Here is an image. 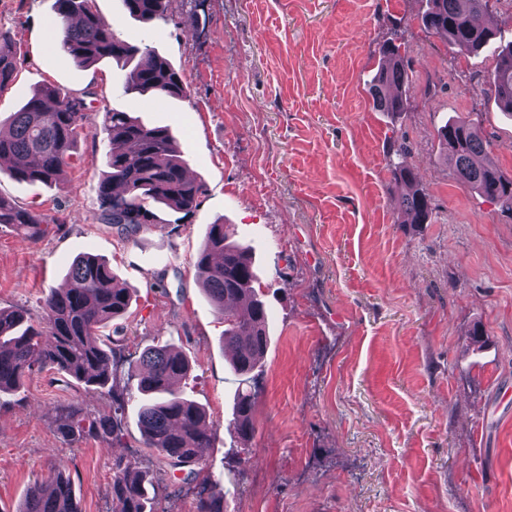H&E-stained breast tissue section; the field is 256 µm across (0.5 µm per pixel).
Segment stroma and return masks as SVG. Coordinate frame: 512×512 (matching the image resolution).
Instances as JSON below:
<instances>
[{"instance_id":"stroma-1","label":"stroma","mask_w":512,"mask_h":512,"mask_svg":"<svg viewBox=\"0 0 512 512\" xmlns=\"http://www.w3.org/2000/svg\"><path fill=\"white\" fill-rule=\"evenodd\" d=\"M54 2L0 0V29L19 39L0 129L53 85L83 98L95 130L59 185L0 173L1 195L58 223L38 241L0 227V308L40 318L76 255L105 258L133 292L105 330L115 388L146 348L170 344L192 365L175 390L205 407L213 437L198 467L171 469L142 447L132 404L121 441L68 443L51 407L70 401L91 418L111 399L35 373L0 397V512L55 467L82 512H119L108 493L119 457L153 476V512H194L202 493L223 496L226 512H512V219L457 181L438 138L450 121L475 122L512 176V117L487 91L492 53L426 31V0H171L149 22L121 0H95L118 38L180 73L185 97L161 101L124 94L116 63L80 68L57 51ZM396 28L408 107L378 112L369 81ZM113 109L169 128L204 186L194 213L157 208L156 223L127 239L98 221L110 150L98 127ZM394 138L431 198L428 223L401 221ZM218 222L252 248L270 308V343L244 386L194 275ZM242 387L254 396L245 439L232 426Z\"/></svg>"}]
</instances>
